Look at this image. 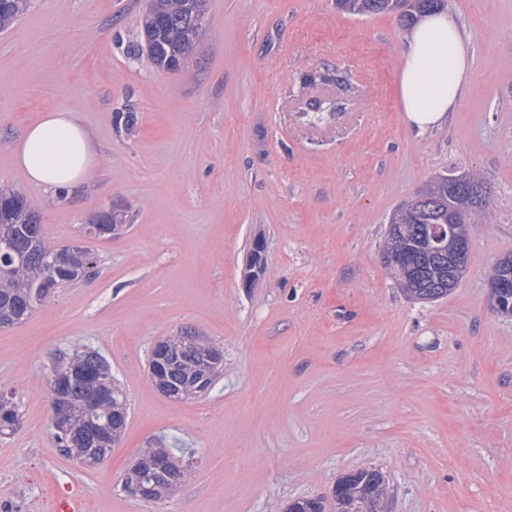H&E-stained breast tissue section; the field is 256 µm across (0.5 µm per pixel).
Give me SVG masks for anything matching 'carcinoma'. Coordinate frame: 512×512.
<instances>
[{
	"mask_svg": "<svg viewBox=\"0 0 512 512\" xmlns=\"http://www.w3.org/2000/svg\"><path fill=\"white\" fill-rule=\"evenodd\" d=\"M31 0H0V29L22 15ZM208 0H146L141 46L158 69L177 72L193 55L205 25ZM336 7L354 16L395 12L407 25L425 11L444 10L447 0H336ZM440 174L408 203L397 208L387 231L383 255L402 258L387 263L408 298L433 302L448 296V260L433 254L440 224H480L489 202ZM121 211L93 215L87 233L116 236L126 227ZM95 275V262L85 247L50 248L34 209L19 194L0 185V327L26 320L58 289ZM490 280L512 281V255L501 257ZM161 372L154 386L174 400L208 392L224 370V351L207 337L182 330L165 338ZM51 426L61 451L85 467L105 461L128 420V399L111 369L96 350L63 352L52 361ZM13 394L0 390V433L20 424ZM191 476V466L167 448H144L122 489L147 503L165 500ZM387 480L379 469H360L340 477L331 503L304 497L288 503L286 512H385Z\"/></svg>",
	"mask_w": 512,
	"mask_h": 512,
	"instance_id": "obj_1",
	"label": "carcinoma"
}]
</instances>
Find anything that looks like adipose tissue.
Masks as SVG:
<instances>
[{"label":"adipose tissue","mask_w":512,"mask_h":512,"mask_svg":"<svg viewBox=\"0 0 512 512\" xmlns=\"http://www.w3.org/2000/svg\"><path fill=\"white\" fill-rule=\"evenodd\" d=\"M473 73L468 45L453 15L423 16L406 37L399 93L409 126L426 130L447 123ZM98 162L87 129L66 111L44 113L23 130L15 165L31 183L55 193L85 186Z\"/></svg>","instance_id":"obj_1"}]
</instances>
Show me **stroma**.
<instances>
[{"instance_id": "1", "label": "stroma", "mask_w": 512, "mask_h": 512, "mask_svg": "<svg viewBox=\"0 0 512 512\" xmlns=\"http://www.w3.org/2000/svg\"><path fill=\"white\" fill-rule=\"evenodd\" d=\"M144 6L32 0L0 30V184L40 215L48 246L82 242L96 265L0 328V390L22 411L0 436V512L73 494L93 512H284L360 468L386 475V512H512V317L492 310L488 286L512 254V0H448L473 78L448 123L424 132L402 112L397 14L209 0L202 65L169 73L137 50ZM313 99L341 108L316 115ZM56 109L100 156L72 197L14 163L22 129ZM129 111L131 130L116 121ZM441 173L476 174L491 195L464 278L424 303L382 250L394 210ZM115 203L129 230L86 237L88 217ZM183 327L223 346L224 374L176 401L148 356ZM82 345L129 400L120 440L92 468L51 428L47 364ZM160 447L183 449L190 480L158 504L123 492L140 450Z\"/></svg>"}]
</instances>
